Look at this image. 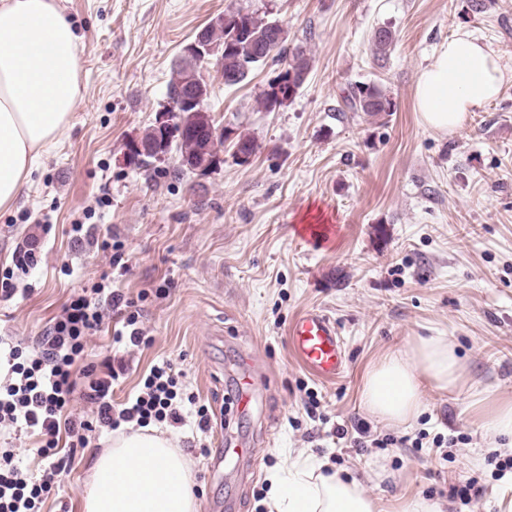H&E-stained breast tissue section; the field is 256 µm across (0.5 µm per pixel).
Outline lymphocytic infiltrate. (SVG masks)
I'll return each instance as SVG.
<instances>
[{
    "mask_svg": "<svg viewBox=\"0 0 512 512\" xmlns=\"http://www.w3.org/2000/svg\"><path fill=\"white\" fill-rule=\"evenodd\" d=\"M109 312L123 321L122 328L114 332L115 342L147 343L133 300L106 290L99 282L70 297L46 328L35 355H25L12 337L0 336V429L36 434L41 439L38 454L46 461L33 473L15 463L12 449L0 448V512H41L44 500L60 487L67 469L65 459L50 457L60 441H67L73 449L84 448L88 432L96 426L114 431L129 422L142 427L154 420L183 424L170 362L153 366L140 393L118 407L112 403L110 378L81 385L75 365ZM78 396L93 404L95 422L70 415L68 407Z\"/></svg>",
    "mask_w": 512,
    "mask_h": 512,
    "instance_id": "obj_1",
    "label": "lymphocytic infiltrate"
}]
</instances>
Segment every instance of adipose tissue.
I'll return each instance as SVG.
<instances>
[{"mask_svg":"<svg viewBox=\"0 0 512 512\" xmlns=\"http://www.w3.org/2000/svg\"><path fill=\"white\" fill-rule=\"evenodd\" d=\"M81 71L75 28L55 0H0V210L28 184L40 150L69 126ZM512 81L493 51L462 31L432 56L415 85L427 127L445 132L493 100ZM465 382L456 343L417 336L367 371L361 404L377 419L404 425L423 405V391L458 390ZM312 458L287 475L272 474L268 512H378L359 482L326 473ZM85 512H199L190 470L172 438L118 436L93 466Z\"/></svg>","mask_w":512,"mask_h":512,"instance_id":"1","label":"adipose tissue"}]
</instances>
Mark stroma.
Wrapping results in <instances>:
<instances>
[{
	"mask_svg": "<svg viewBox=\"0 0 512 512\" xmlns=\"http://www.w3.org/2000/svg\"><path fill=\"white\" fill-rule=\"evenodd\" d=\"M56 2L79 38L77 105L29 188L0 211V267L38 225L51 227L27 277L31 293L0 301V335L36 349L68 297L107 270L98 242L112 238L126 268L111 286L136 298L149 341L126 347L104 331L90 338L87 360L123 364L113 402L167 360L181 373L180 397L208 407V430L188 404L185 425L157 426L185 457L200 512H263L268 476L309 456L360 482L382 512L417 498L436 512H503L512 479L486 464L491 436L480 417L512 403V82L448 133L422 123L414 90L431 55L463 28L512 70V0L483 13L469 0ZM246 6L268 10L288 46L305 51L310 71L298 95L278 111L259 108L281 62L232 87L206 66L207 107L229 132L218 163L186 169L173 148L139 168L131 145L167 108L184 45L224 10ZM383 25L395 39L380 64L372 38ZM355 81L381 85L395 112L341 111V91ZM241 135L255 144L245 164L234 155ZM322 219L334 233L301 234ZM76 224L96 225L97 242L76 240ZM310 310L329 315L344 338L336 379L313 375L290 346L291 322ZM437 335L456 342L466 386L425 389L421 413L405 425L366 412L372 363ZM247 365L259 377L258 402L239 414L232 398ZM310 390L332 422L403 445L361 455L336 447L306 414ZM438 434L464 441L446 454L432 445ZM112 438L90 433L43 512H83L94 461ZM467 479L479 494L464 508L451 487Z\"/></svg>",
	"mask_w": 512,
	"mask_h": 512,
	"instance_id": "stroma-1",
	"label": "stroma"
}]
</instances>
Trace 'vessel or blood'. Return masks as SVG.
Returning <instances> with one entry per match:
<instances>
[{
  "label": "vessel or blood",
  "instance_id": "obj_1",
  "mask_svg": "<svg viewBox=\"0 0 512 512\" xmlns=\"http://www.w3.org/2000/svg\"><path fill=\"white\" fill-rule=\"evenodd\" d=\"M289 336L294 353L316 376L331 380L342 374L345 347L327 314L313 310L300 315L291 324Z\"/></svg>",
  "mask_w": 512,
  "mask_h": 512
}]
</instances>
